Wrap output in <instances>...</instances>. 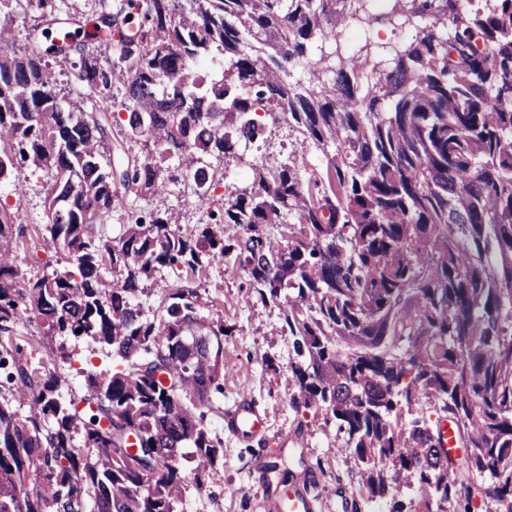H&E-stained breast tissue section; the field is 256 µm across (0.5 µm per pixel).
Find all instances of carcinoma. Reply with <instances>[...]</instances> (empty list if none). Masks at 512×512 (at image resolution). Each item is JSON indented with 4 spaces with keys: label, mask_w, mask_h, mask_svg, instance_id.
<instances>
[{
    "label": "carcinoma",
    "mask_w": 512,
    "mask_h": 512,
    "mask_svg": "<svg viewBox=\"0 0 512 512\" xmlns=\"http://www.w3.org/2000/svg\"><path fill=\"white\" fill-rule=\"evenodd\" d=\"M26 2L33 38L64 35L47 53L78 56L102 107L65 106L45 55L16 54L0 24V179L23 164L54 174L40 239L71 265L25 278L15 215L0 209V512H178L205 491L224 458L207 414L224 415L214 398L233 327L203 313L194 280L226 258L278 308L291 405L342 437L368 500L402 487L422 512L469 500L440 456V423L403 421L426 402L456 426L488 512H512V0H392L375 21L411 24V37L343 55L370 0H98L91 22ZM216 51L224 71L206 84L192 67ZM116 84L145 156L114 166ZM267 117L325 167L253 165L251 189L197 201L211 222L194 235L129 207L179 179L212 190L209 159H241ZM117 209L128 224L111 240L98 226ZM167 265L186 278L159 289L150 319L137 295ZM24 322L70 339L64 361L93 342L126 366L87 374L76 397L15 341Z\"/></svg>",
    "instance_id": "obj_1"
}]
</instances>
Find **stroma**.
I'll return each instance as SVG.
<instances>
[{"label": "stroma", "mask_w": 512, "mask_h": 512, "mask_svg": "<svg viewBox=\"0 0 512 512\" xmlns=\"http://www.w3.org/2000/svg\"><path fill=\"white\" fill-rule=\"evenodd\" d=\"M35 11L17 6L15 0L0 5V22L8 21L17 49L24 53L43 51V43L29 39ZM58 88L68 102L91 112L100 96L78 78V59H51ZM287 123L272 126L265 144L248 151L242 163L225 168L228 180L248 187L244 175L251 165L284 162L291 150ZM16 182L0 181V206L15 215L14 234L20 241L16 264L26 277L67 270L64 254L37 244L36 230L45 222V202L51 175L23 166ZM150 208L178 213L181 232L191 235L208 223L206 209L195 207L189 183L169 185L163 196L150 199ZM202 295L212 309L233 326L224 339V395L220 402L233 406L240 399L251 401L264 420L261 434L242 438L224 428V420H208L224 441V461L211 472L208 488L188 495L182 512H265L266 502L292 483L304 485L309 496L320 502V512H373L374 503L354 474V463L336 451V438L325 431L320 415L298 411L290 401L295 391L289 365L294 359L292 339L280 330L276 307L252 296L248 277L233 262L212 264L201 279Z\"/></svg>", "instance_id": "stroma-1"}]
</instances>
